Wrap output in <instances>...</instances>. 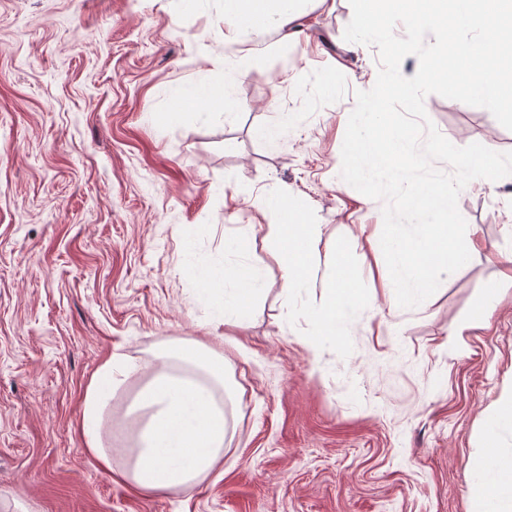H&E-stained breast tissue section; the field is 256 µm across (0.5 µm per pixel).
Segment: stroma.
Segmentation results:
<instances>
[{"instance_id": "obj_1", "label": "stroma", "mask_w": 512, "mask_h": 512, "mask_svg": "<svg viewBox=\"0 0 512 512\" xmlns=\"http://www.w3.org/2000/svg\"><path fill=\"white\" fill-rule=\"evenodd\" d=\"M351 18L349 0L315 8L278 54L272 31L225 41L222 0L199 17L178 0H0V512H472L489 417L512 397L499 259L512 176L461 192L478 247L429 299L391 311L382 203L333 171L355 93L380 69L377 47L348 50ZM250 52L263 59L236 89L235 121L173 101L174 87L222 84L225 58ZM424 105L455 146L512 152L487 109ZM270 185L321 229L314 282L289 293L254 204ZM239 224L257 227L249 261L265 290L240 323L215 326L190 261L222 256ZM334 260L375 293L312 348ZM480 315L449 351L453 327ZM177 341L226 359L224 453L195 485L138 495L112 479L137 457L128 409ZM113 354L143 370L105 413L107 471L77 427Z\"/></svg>"}]
</instances>
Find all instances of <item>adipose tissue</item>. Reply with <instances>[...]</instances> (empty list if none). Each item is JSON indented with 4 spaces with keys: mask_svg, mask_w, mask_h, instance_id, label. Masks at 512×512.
<instances>
[{
    "mask_svg": "<svg viewBox=\"0 0 512 512\" xmlns=\"http://www.w3.org/2000/svg\"><path fill=\"white\" fill-rule=\"evenodd\" d=\"M307 13V0H224V38L234 41L273 26L282 32L276 47L284 53L298 34L299 20ZM253 64L254 58L249 54L227 62L222 86L193 95L179 88L175 96L181 102H194L199 114L212 115L218 106L225 119H232L237 108V84ZM255 204L282 218L274 230L286 288L307 287L319 241L318 226L297 222L294 211L284 205L275 190H264ZM192 272L210 305V320L216 325L237 320L244 302L263 292L264 277L255 267L241 270L206 258L197 262ZM367 296L360 277L342 273L337 287L330 289L325 303L311 315L316 337H335L343 318L359 308ZM161 360L162 369L140 390L129 408L130 413L144 418L136 463L131 471L114 476L116 482L129 485L137 493L186 487L211 472L224 450V406L215 396L226 376L223 354L197 343L181 344L173 352L162 354ZM138 369L134 361L110 357L99 367L87 390L81 435L86 448L103 467L111 465L103 450L102 433L109 392ZM486 448L487 464L500 479L482 484L478 512H512V454L500 452L493 439Z\"/></svg>",
    "mask_w": 512,
    "mask_h": 512,
    "instance_id": "obj_1",
    "label": "adipose tissue"
}]
</instances>
